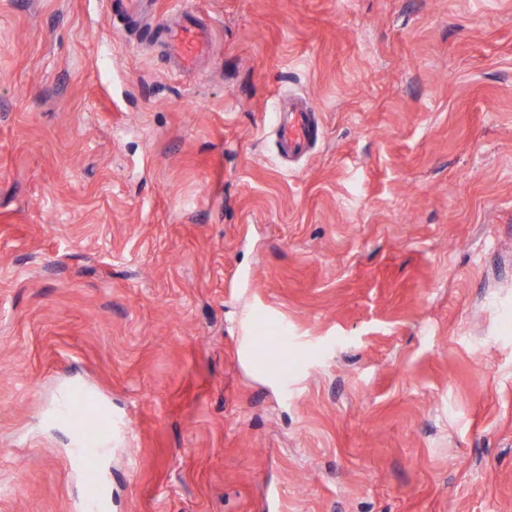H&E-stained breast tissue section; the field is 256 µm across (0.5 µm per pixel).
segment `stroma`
I'll use <instances>...</instances> for the list:
<instances>
[{"label": "stroma", "instance_id": "35a3bbf8", "mask_svg": "<svg viewBox=\"0 0 512 512\" xmlns=\"http://www.w3.org/2000/svg\"><path fill=\"white\" fill-rule=\"evenodd\" d=\"M154 9L0 0V512H84L68 392L110 512H512V0ZM178 13V21L159 20L154 28L169 62L178 70L194 72L199 62L213 52L212 31L198 23L193 12L181 9ZM275 135L285 158H298L310 152L315 143L316 114L310 106L294 103L288 112H277Z\"/></svg>", "mask_w": 512, "mask_h": 512}]
</instances>
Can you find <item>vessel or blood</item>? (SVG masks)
Returning <instances> with one entry per match:
<instances>
[{"instance_id":"obj_1","label":"vessel or blood","mask_w":512,"mask_h":512,"mask_svg":"<svg viewBox=\"0 0 512 512\" xmlns=\"http://www.w3.org/2000/svg\"><path fill=\"white\" fill-rule=\"evenodd\" d=\"M155 29L164 45L169 62L178 70L195 71L199 62L213 51L212 31L198 23L195 14L183 9L175 22L157 21ZM316 114L303 103L289 105L287 111L278 113L275 135L281 153L287 158H298L310 152L315 143ZM73 461L86 480L87 512H103L105 499L98 479V460L103 453V440L76 431Z\"/></svg>"}]
</instances>
